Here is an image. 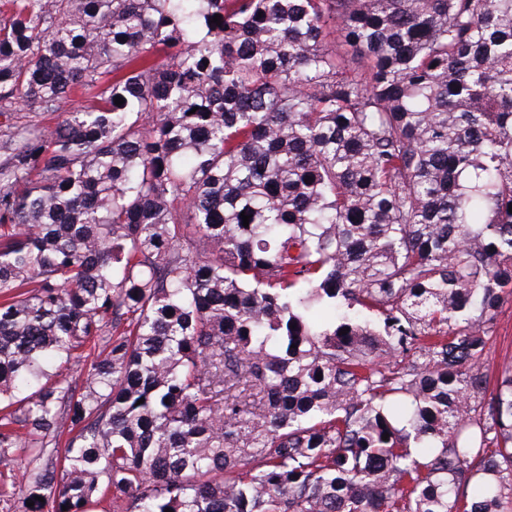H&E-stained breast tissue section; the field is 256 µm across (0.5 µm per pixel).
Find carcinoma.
Returning a JSON list of instances; mask_svg holds the SVG:
<instances>
[{"label":"carcinoma","instance_id":"cac0c4a2","mask_svg":"<svg viewBox=\"0 0 512 512\" xmlns=\"http://www.w3.org/2000/svg\"><path fill=\"white\" fill-rule=\"evenodd\" d=\"M0 116V512H512V0H0ZM512 360V297L503 304L490 339L489 362L496 367ZM30 457L28 451L21 452L18 457L8 463H0V485L8 484V488L12 489L14 485L16 492L25 483L26 477L32 467L29 462Z\"/></svg>","mask_w":512,"mask_h":512}]
</instances>
